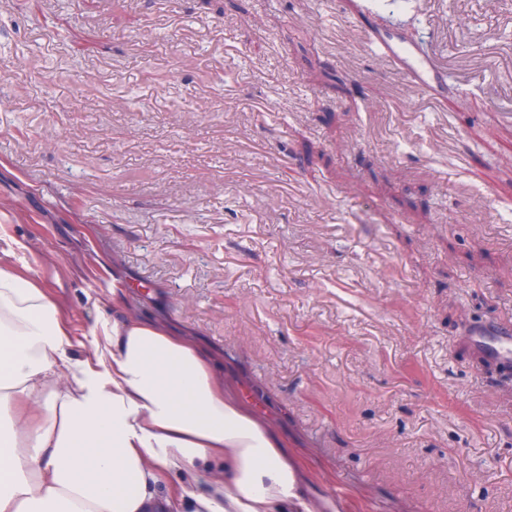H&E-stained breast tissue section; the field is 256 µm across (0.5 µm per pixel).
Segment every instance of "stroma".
Returning <instances> with one entry per match:
<instances>
[{
	"instance_id": "35a3bbf8",
	"label": "stroma",
	"mask_w": 512,
	"mask_h": 512,
	"mask_svg": "<svg viewBox=\"0 0 512 512\" xmlns=\"http://www.w3.org/2000/svg\"><path fill=\"white\" fill-rule=\"evenodd\" d=\"M0 0V235L77 357L135 314L217 372L342 512H512V0L385 5L414 96L319 0ZM329 63L360 86L327 88ZM359 28L366 42L376 49L390 69L403 75L416 97L437 100L447 86V74L437 57L397 28L363 25L361 16H346ZM468 336L475 350L488 362L504 367L512 365V326L488 323L474 327Z\"/></svg>"
}]
</instances>
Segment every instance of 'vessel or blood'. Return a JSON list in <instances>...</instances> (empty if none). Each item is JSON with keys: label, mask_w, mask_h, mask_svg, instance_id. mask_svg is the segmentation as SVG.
<instances>
[{"label": "vessel or blood", "mask_w": 512, "mask_h": 512, "mask_svg": "<svg viewBox=\"0 0 512 512\" xmlns=\"http://www.w3.org/2000/svg\"><path fill=\"white\" fill-rule=\"evenodd\" d=\"M349 23L361 28L366 42L376 49L390 69L403 75L416 97L438 99L447 86V74L437 57L397 28L369 27L360 16L352 15ZM469 340L475 350L488 362L512 365V327L488 323L474 327Z\"/></svg>", "instance_id": "b4317fda"}]
</instances>
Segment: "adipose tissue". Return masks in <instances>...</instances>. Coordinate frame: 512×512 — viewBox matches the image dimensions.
Masks as SVG:
<instances>
[{
	"mask_svg": "<svg viewBox=\"0 0 512 512\" xmlns=\"http://www.w3.org/2000/svg\"><path fill=\"white\" fill-rule=\"evenodd\" d=\"M14 254L0 247V512H336L191 343L130 314L77 359Z\"/></svg>",
	"mask_w": 512,
	"mask_h": 512,
	"instance_id": "adipose-tissue-1",
	"label": "adipose tissue"
}]
</instances>
